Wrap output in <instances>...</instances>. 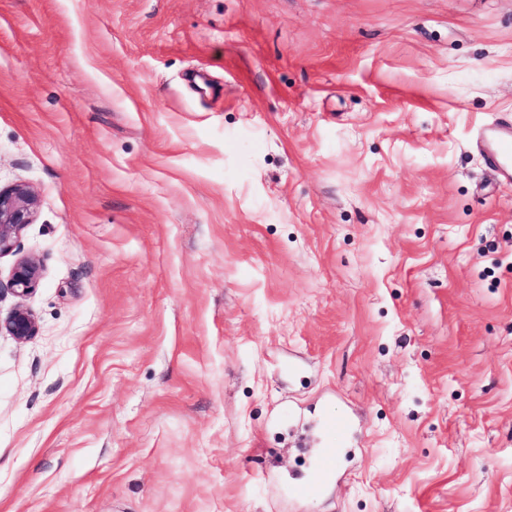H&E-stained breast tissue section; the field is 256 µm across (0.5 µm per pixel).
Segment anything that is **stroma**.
Listing matches in <instances>:
<instances>
[{"mask_svg":"<svg viewBox=\"0 0 512 512\" xmlns=\"http://www.w3.org/2000/svg\"><path fill=\"white\" fill-rule=\"evenodd\" d=\"M496 121L512 0H0V512H512ZM37 200L26 184L0 188V256L15 253L18 240L32 224ZM41 265L32 258L23 257L18 259L7 281L6 288L0 281V299L4 291L10 293L14 298L23 299L32 294L41 278ZM38 331L34 315L22 304L15 306L5 319L0 317V335L2 333L24 342ZM339 455V448H324L321 450L315 458L311 480L306 484L297 486L296 491L306 496L319 495L324 485L335 476Z\"/></svg>","mask_w":512,"mask_h":512,"instance_id":"obj_1","label":"stroma"}]
</instances>
